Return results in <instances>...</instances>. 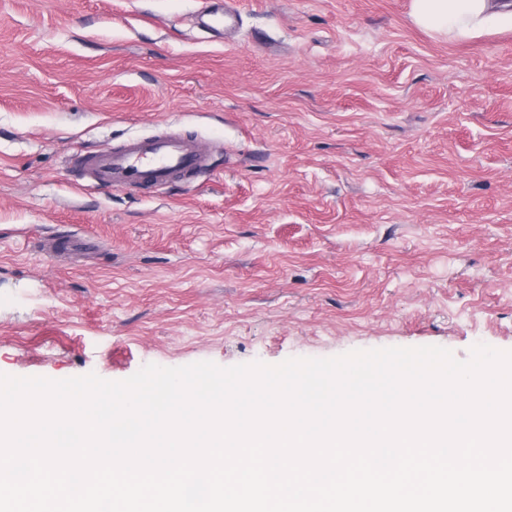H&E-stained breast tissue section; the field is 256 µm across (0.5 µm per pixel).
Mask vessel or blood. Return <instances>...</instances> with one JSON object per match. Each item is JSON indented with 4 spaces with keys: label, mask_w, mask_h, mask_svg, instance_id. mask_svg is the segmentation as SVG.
Masks as SVG:
<instances>
[{
    "label": "vessel or blood",
    "mask_w": 512,
    "mask_h": 512,
    "mask_svg": "<svg viewBox=\"0 0 512 512\" xmlns=\"http://www.w3.org/2000/svg\"><path fill=\"white\" fill-rule=\"evenodd\" d=\"M238 19L231 0H207L195 15L197 26L228 31L237 27ZM69 163L89 173L97 187L116 190L133 184L165 187L209 169V158L196 141L176 132L132 138L111 151L73 156Z\"/></svg>",
    "instance_id": "vessel-or-blood-1"
}]
</instances>
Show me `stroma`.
<instances>
[{"label":"stroma","instance_id":"stroma-1","mask_svg":"<svg viewBox=\"0 0 512 512\" xmlns=\"http://www.w3.org/2000/svg\"><path fill=\"white\" fill-rule=\"evenodd\" d=\"M235 3L219 34L202 0H0V374L512 351V28ZM169 128L194 181L68 165Z\"/></svg>","mask_w":512,"mask_h":512}]
</instances>
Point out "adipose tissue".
Segmentation results:
<instances>
[{"label":"adipose tissue","instance_id":"adipose-tissue-1","mask_svg":"<svg viewBox=\"0 0 512 512\" xmlns=\"http://www.w3.org/2000/svg\"><path fill=\"white\" fill-rule=\"evenodd\" d=\"M420 28L451 38H468L512 24V0H412Z\"/></svg>","mask_w":512,"mask_h":512}]
</instances>
